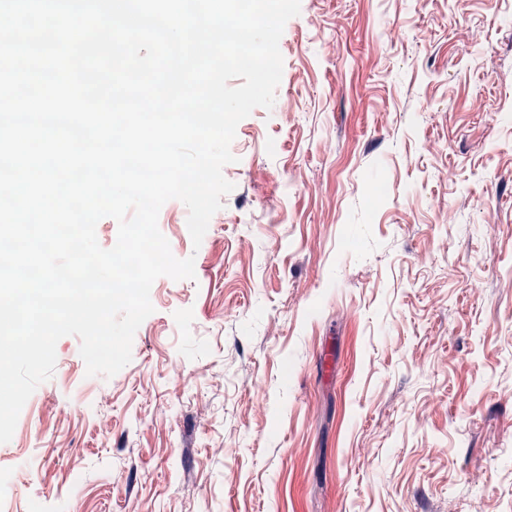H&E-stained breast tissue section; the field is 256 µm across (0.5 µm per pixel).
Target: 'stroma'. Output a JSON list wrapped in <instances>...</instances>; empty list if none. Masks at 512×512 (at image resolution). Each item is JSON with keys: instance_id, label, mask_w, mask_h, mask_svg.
<instances>
[{"instance_id": "stroma-1", "label": "stroma", "mask_w": 512, "mask_h": 512, "mask_svg": "<svg viewBox=\"0 0 512 512\" xmlns=\"http://www.w3.org/2000/svg\"><path fill=\"white\" fill-rule=\"evenodd\" d=\"M132 359L53 376L0 512H512V0H301ZM35 458L37 480L19 471Z\"/></svg>"}]
</instances>
